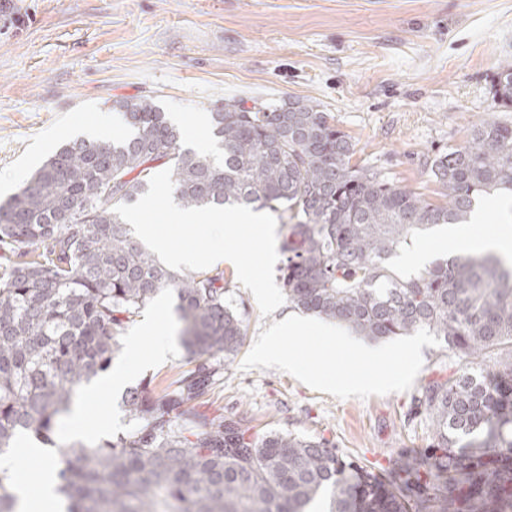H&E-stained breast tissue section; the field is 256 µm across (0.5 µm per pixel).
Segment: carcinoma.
Wrapping results in <instances>:
<instances>
[{"instance_id": "obj_1", "label": "carcinoma", "mask_w": 512, "mask_h": 512, "mask_svg": "<svg viewBox=\"0 0 512 512\" xmlns=\"http://www.w3.org/2000/svg\"><path fill=\"white\" fill-rule=\"evenodd\" d=\"M512 107V66L494 73ZM210 112L222 159L182 145L151 97L112 101L129 133L76 139L0 202V456L31 436L56 449L66 512H512V262L456 257L404 278L389 259L422 230L463 224L477 199L512 189V126L475 124L466 143L432 161L438 201L353 162L356 144L309 99ZM172 170L183 208L244 204L285 221L280 280L298 309L369 341L426 328L463 363L415 398L431 422L428 450L389 473L339 453L325 438L255 436L243 419L196 415L189 403L216 382L243 343L224 271L176 273L133 243L113 208ZM177 298L187 352L176 387L122 395L130 428L98 446L61 447L58 421L79 389L106 372L127 325L158 293ZM13 475L0 469V512H15Z\"/></svg>"}]
</instances>
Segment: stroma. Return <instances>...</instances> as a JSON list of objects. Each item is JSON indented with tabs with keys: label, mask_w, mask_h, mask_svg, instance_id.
<instances>
[{
	"label": "stroma",
	"mask_w": 512,
	"mask_h": 512,
	"mask_svg": "<svg viewBox=\"0 0 512 512\" xmlns=\"http://www.w3.org/2000/svg\"><path fill=\"white\" fill-rule=\"evenodd\" d=\"M512 66V0H17L0 18V200L50 154L77 138H119L114 99L150 96L178 119L183 143L209 139L197 116L229 99L253 107L305 98L331 112L357 146L355 162L428 199L429 163L464 144L473 125L502 111L491 76ZM246 335L212 389L194 402L208 415L240 416L257 434L322 437L340 453L383 469L426 448L431 424L418 386L447 374L442 347H423L415 388L338 399L277 369L241 363L258 334L294 313L261 315L236 269L223 267ZM173 293L158 294L125 334L144 324L180 333ZM186 351L153 357L150 339L128 385L173 389ZM122 389L88 407L90 444L126 431Z\"/></svg>",
	"instance_id": "35a3bbf8"
}]
</instances>
